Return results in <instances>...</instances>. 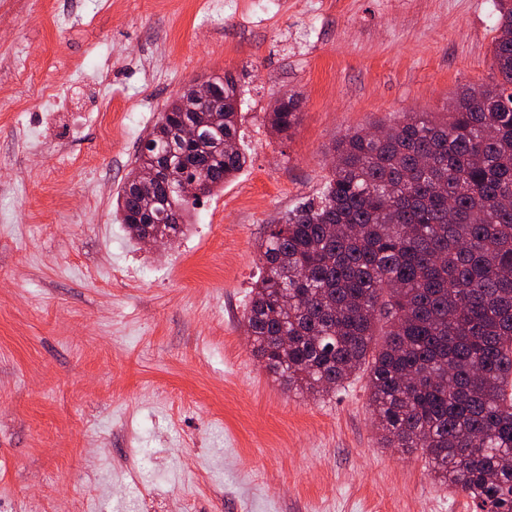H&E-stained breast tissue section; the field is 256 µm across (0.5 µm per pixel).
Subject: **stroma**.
<instances>
[{"label": "stroma", "instance_id": "35a3bbf8", "mask_svg": "<svg viewBox=\"0 0 512 512\" xmlns=\"http://www.w3.org/2000/svg\"><path fill=\"white\" fill-rule=\"evenodd\" d=\"M496 35L495 0H0V512H474L383 446L365 377L285 390L244 315L336 140L491 82ZM227 73L248 163L145 249L116 213L139 144ZM299 96L288 97V100H277L268 112V123L271 129L278 135L288 136L295 128L299 119Z\"/></svg>", "mask_w": 512, "mask_h": 512}]
</instances>
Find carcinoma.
<instances>
[{
    "mask_svg": "<svg viewBox=\"0 0 512 512\" xmlns=\"http://www.w3.org/2000/svg\"><path fill=\"white\" fill-rule=\"evenodd\" d=\"M496 7V79L461 91L442 119L406 112L380 137L338 139L317 199L258 244L246 315L254 354L290 390L366 373L386 447L421 449L476 512H512V0ZM214 85L206 105L178 95L141 143L128 181L155 158L165 174L118 192L131 239L184 234L194 202L179 179L202 176L211 194L245 167L243 91L230 75ZM298 109L297 96L276 101L271 129L290 135ZM169 114L196 122L190 144ZM132 212L154 224L127 223Z\"/></svg>",
    "mask_w": 512,
    "mask_h": 512,
    "instance_id": "obj_1",
    "label": "carcinoma"
}]
</instances>
